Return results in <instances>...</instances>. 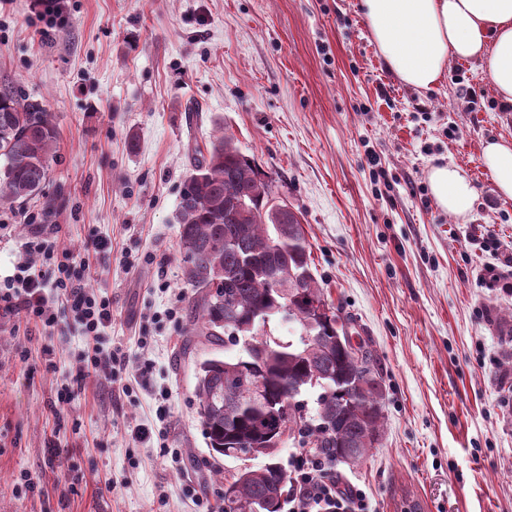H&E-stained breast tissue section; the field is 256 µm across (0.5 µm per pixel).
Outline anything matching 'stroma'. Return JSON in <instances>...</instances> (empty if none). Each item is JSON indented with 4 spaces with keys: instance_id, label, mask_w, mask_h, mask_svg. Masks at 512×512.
I'll list each match as a JSON object with an SVG mask.
<instances>
[{
    "instance_id": "1",
    "label": "stroma",
    "mask_w": 512,
    "mask_h": 512,
    "mask_svg": "<svg viewBox=\"0 0 512 512\" xmlns=\"http://www.w3.org/2000/svg\"><path fill=\"white\" fill-rule=\"evenodd\" d=\"M359 4L62 0L42 16L31 0H0V86L44 102L59 151L41 196L0 204V282L20 258L53 270L108 240L84 285L112 303L103 347L129 357L116 377L83 373L71 314L48 328L0 310V512H194L186 483L221 505L241 463L213 458L188 323L163 314L191 294L177 224L187 146L222 129L300 211L314 275L383 370L382 439L337 477L373 512H512V322L499 318L512 295L490 274L512 255V200L481 163L484 141L512 140V112L465 63L432 91L404 85ZM448 161L478 189L465 221L426 180ZM46 222L58 227L53 253L25 254ZM145 359L154 367L135 380Z\"/></svg>"
}]
</instances>
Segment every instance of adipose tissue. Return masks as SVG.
<instances>
[{"label": "adipose tissue", "mask_w": 512, "mask_h": 512, "mask_svg": "<svg viewBox=\"0 0 512 512\" xmlns=\"http://www.w3.org/2000/svg\"><path fill=\"white\" fill-rule=\"evenodd\" d=\"M369 34L386 67L406 86L429 91L451 61L478 65L503 111L512 112V0H360ZM481 162L495 192L512 200V141L484 143ZM436 204L467 219L478 191L454 163L431 166Z\"/></svg>", "instance_id": "1"}]
</instances>
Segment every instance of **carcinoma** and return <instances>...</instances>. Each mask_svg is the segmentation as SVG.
Listing matches in <instances>:
<instances>
[{
    "instance_id": "obj_1",
    "label": "carcinoma",
    "mask_w": 512,
    "mask_h": 512,
    "mask_svg": "<svg viewBox=\"0 0 512 512\" xmlns=\"http://www.w3.org/2000/svg\"><path fill=\"white\" fill-rule=\"evenodd\" d=\"M43 102L0 88V201L37 195L56 157ZM274 185L226 133L192 149L177 211L179 248L191 288L190 335L208 352L195 361L199 415L212 452L243 448L273 456L290 434L336 461L362 463L382 438L384 380L369 344L328 302L312 272L300 216L272 220ZM278 318L298 337L273 334ZM242 349L225 355V337ZM318 389L315 407L297 400ZM287 474L277 462L245 466L224 484L222 512H280Z\"/></svg>"
}]
</instances>
